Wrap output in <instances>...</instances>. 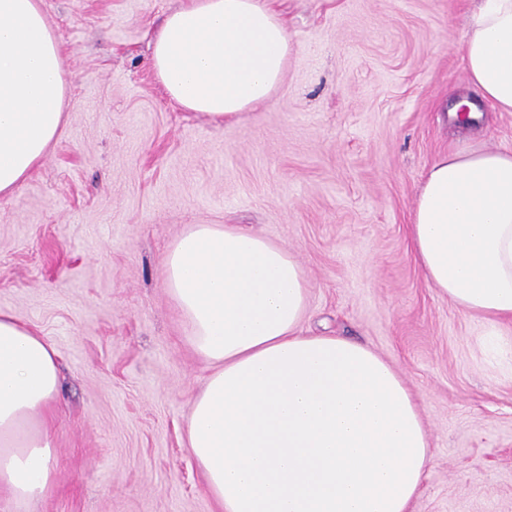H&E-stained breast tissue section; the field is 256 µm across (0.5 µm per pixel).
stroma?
I'll return each mask as SVG.
<instances>
[{
  "label": "stroma",
  "mask_w": 512,
  "mask_h": 512,
  "mask_svg": "<svg viewBox=\"0 0 512 512\" xmlns=\"http://www.w3.org/2000/svg\"><path fill=\"white\" fill-rule=\"evenodd\" d=\"M186 0H42L66 60L62 128L0 195V311L54 345L42 428L53 485L30 512H217L185 436L210 368L186 340L162 257L192 224L288 247L309 281L303 329L367 345L417 397L430 461L411 512H512V333L426 280L408 224L432 162L480 136L512 149V112L476 99L472 0H276L282 85L233 122L172 101L150 64Z\"/></svg>",
  "instance_id": "stroma-1"
}]
</instances>
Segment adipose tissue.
I'll return each mask as SVG.
<instances>
[{
    "mask_svg": "<svg viewBox=\"0 0 512 512\" xmlns=\"http://www.w3.org/2000/svg\"><path fill=\"white\" fill-rule=\"evenodd\" d=\"M290 40L274 0H186L152 40L171 100L233 121L282 83ZM471 84L512 112V0H475ZM65 59L41 0H0V194L40 165L64 118ZM425 278L461 313L512 323V150L439 156L409 223ZM186 338L210 366L186 438L220 512H409L428 464L420 406L379 354L307 336L294 254L234 224L190 225L163 257ZM59 396L53 345L0 312V492L17 508L52 485L35 422Z\"/></svg>",
    "mask_w": 512,
    "mask_h": 512,
    "instance_id": "obj_1",
    "label": "adipose tissue"
}]
</instances>
